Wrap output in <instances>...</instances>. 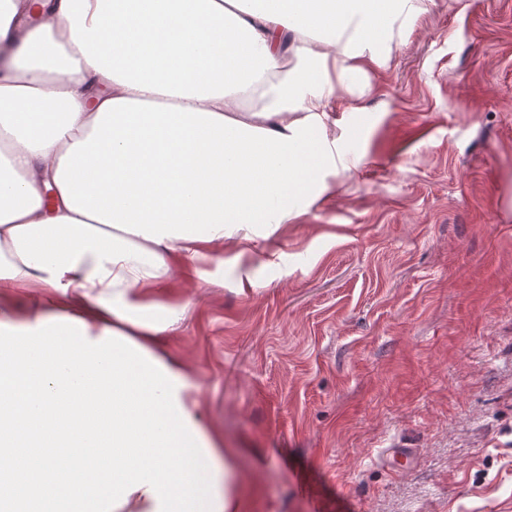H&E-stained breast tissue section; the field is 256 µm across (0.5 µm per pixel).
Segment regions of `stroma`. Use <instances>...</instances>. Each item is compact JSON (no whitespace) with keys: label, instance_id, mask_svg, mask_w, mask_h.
<instances>
[{"label":"stroma","instance_id":"obj_1","mask_svg":"<svg viewBox=\"0 0 512 512\" xmlns=\"http://www.w3.org/2000/svg\"><path fill=\"white\" fill-rule=\"evenodd\" d=\"M360 103L355 175L207 264L165 349L246 512H512V0H425Z\"/></svg>","mask_w":512,"mask_h":512}]
</instances>
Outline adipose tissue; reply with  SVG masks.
<instances>
[{"label":"adipose tissue","mask_w":512,"mask_h":512,"mask_svg":"<svg viewBox=\"0 0 512 512\" xmlns=\"http://www.w3.org/2000/svg\"><path fill=\"white\" fill-rule=\"evenodd\" d=\"M421 3L0 0V323L131 339L231 470L165 350L182 288L330 198L352 139L336 103L389 67ZM21 289L36 313L8 305Z\"/></svg>","instance_id":"1"}]
</instances>
